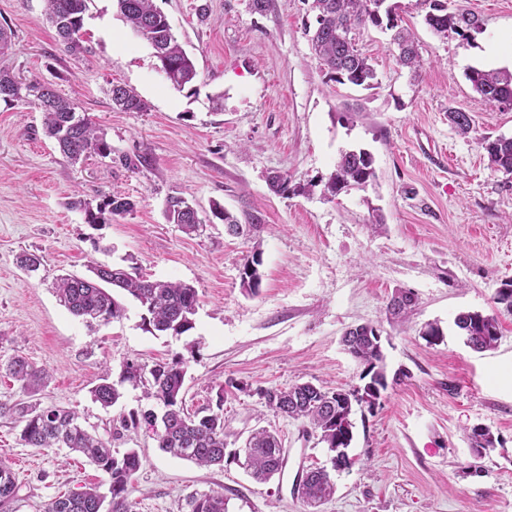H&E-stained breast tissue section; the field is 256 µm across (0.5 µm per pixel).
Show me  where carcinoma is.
Wrapping results in <instances>:
<instances>
[{
	"instance_id": "obj_1",
	"label": "carcinoma",
	"mask_w": 512,
	"mask_h": 512,
	"mask_svg": "<svg viewBox=\"0 0 512 512\" xmlns=\"http://www.w3.org/2000/svg\"><path fill=\"white\" fill-rule=\"evenodd\" d=\"M46 12L65 49L78 55L86 50L83 45L84 14L88 0H46ZM117 11L154 50L160 65L169 68L167 80L181 90L192 84L197 70L192 58L178 43L167 17L153 0H115ZM375 0H312L317 27L311 36L316 56L326 67L330 78L340 84H350L371 89L378 84L376 71L370 59L356 46V31L370 26L392 30L397 44L398 62L410 69L420 67V55L411 33L399 26L396 8L391 5L381 10L373 9ZM428 11L426 25L438 34L452 31L462 34L476 27L477 20L470 13H450L446 0H426ZM467 78L474 89L487 101L505 109H512V73L499 70L472 68ZM112 104L123 112H144L147 105L134 91L114 85L111 89ZM43 83L31 80L22 83L0 68V99L5 102L21 101L37 106L43 113V126L48 138L55 141L60 153L69 162L76 163L88 156L107 158L112 146L101 135L92 120L82 119L77 127L68 126L71 114L77 112L75 103L52 94L53 104L43 105ZM448 121L461 135L472 129L470 115L460 109L448 110ZM490 167L512 174V137L484 136ZM375 177L373 157L364 149L342 153L335 170L325 183V192L331 196L352 186H363ZM71 205L84 211L89 224H109L112 217L134 210L135 203L119 193L106 196L102 202L91 203L76 199ZM165 216L168 223L177 224L188 233H196L202 226L197 211L182 197L167 198ZM259 253L246 257L240 269V287L254 295L261 284ZM92 276H63L56 284L61 305L73 316L86 321L118 319L124 312L119 295L138 301L144 310L143 325L153 332L182 335L194 328L198 307L196 289L186 283L151 279L131 274L123 268L108 266L90 267ZM454 325L464 343L472 350L484 352L495 348L499 339V322L494 315L480 312H462ZM374 333H357L347 352L363 366L360 379L380 382L386 379L384 357L377 348ZM187 363L182 356L171 361H159L148 368L135 362L126 363L120 383L129 382L144 388L145 397L154 399L163 408L160 415L146 410L122 420L125 428L145 427L152 433L158 448L172 456L199 466L224 467L226 442L224 440V386L216 392L215 406L190 413L185 409V377ZM0 371L19 382L21 389L34 394L45 386L48 373L23 357H15L0 365ZM118 383V384H120ZM118 384L101 378L91 389L94 401L104 408L115 405L121 398ZM266 406L274 413L299 420L319 434L320 442L327 448L329 459L343 455L347 444L336 443V405L338 390H329L310 382L295 384L287 389L267 388L260 391ZM8 415L22 423L20 441L28 448H66L84 456L101 473L103 479L82 490L70 491L51 500L44 512H132L129 495L131 478L140 469L138 452L130 449L122 454L112 451L111 442L90 433L78 422L71 410L59 407H42L37 403L18 402L0 404V415ZM471 447L477 457L483 450L494 447L495 437L484 428L469 434ZM232 459L250 473L258 482L269 481L282 471L284 450L275 432L260 429L251 433L244 447L231 453ZM108 485V493L101 492ZM301 499L312 505L329 500L336 491L334 475L322 467L305 472L300 484ZM20 486L12 469L0 462V509L18 499ZM185 512H228L221 492L190 493L185 499Z\"/></svg>"
}]
</instances>
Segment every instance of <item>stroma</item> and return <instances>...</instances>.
<instances>
[{"label":"stroma","instance_id":"obj_1","mask_svg":"<svg viewBox=\"0 0 512 512\" xmlns=\"http://www.w3.org/2000/svg\"><path fill=\"white\" fill-rule=\"evenodd\" d=\"M168 17L198 76L175 89L146 39L120 17L114 0H88L84 53L66 52L46 19L45 0H0V26L13 45L0 66L52 84L104 132L111 159L73 164L45 137L42 114L0 100V363L22 356L49 381L33 396L75 411L117 452L137 449L132 512H184L193 491L222 492L228 512H512V314L495 304L512 279V175L490 168L479 139L512 136V110L495 106L468 81L470 68L512 70V0H448L450 12L479 19L464 34L441 35L424 22V0H397L415 35L417 72L399 66L389 33L358 39L379 84L364 90L332 80L315 56L305 25L308 0H154ZM132 88L144 112L112 106L110 88ZM468 112L461 136L449 109ZM374 157L375 179L337 196L324 184L342 151ZM289 190L271 191L273 174ZM135 202L109 224H89L70 205L99 203L112 192ZM184 197L205 228L188 235L164 216L167 196ZM220 203L240 223L256 216L251 238L227 234L213 218ZM260 252L257 294L240 287L247 255ZM39 254L37 272L16 258ZM123 268L196 288L195 327L173 337L142 325V309L87 324L61 305L59 276L89 265ZM414 298L402 317L388 304ZM497 316L495 349L468 348L456 315ZM366 324L381 336L386 372L397 384L375 410L356 407L350 471L336 492L308 507L294 491L308 468L328 456L316 432L274 414L260 392L312 382L350 391L361 365L343 348L345 331ZM443 334L430 339L428 325ZM183 355L185 405L196 411L224 394L228 449L254 430L276 431L286 465L260 484L238 465L201 467L163 453L145 429L121 430V417L154 408L125 386L102 408L90 396L102 376L123 365H153ZM489 429L494 448L475 457L469 434ZM21 426L0 417V461L21 486L10 512H43L54 497L101 480L64 448L24 447Z\"/></svg>","mask_w":512,"mask_h":512}]
</instances>
